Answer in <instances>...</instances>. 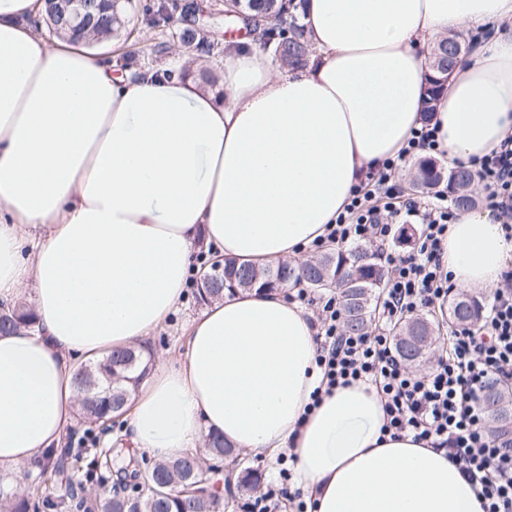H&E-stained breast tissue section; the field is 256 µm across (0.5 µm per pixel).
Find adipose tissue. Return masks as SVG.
<instances>
[{"label":"adipose tissue","mask_w":512,"mask_h":512,"mask_svg":"<svg viewBox=\"0 0 512 512\" xmlns=\"http://www.w3.org/2000/svg\"><path fill=\"white\" fill-rule=\"evenodd\" d=\"M41 9L0 0V302L28 294L37 317L0 334V467L60 446L78 365L142 345L198 252L263 268L326 244L352 189L420 127L441 36L489 33L439 96L443 158L469 163L512 131V0H305L309 64L248 38L220 98L194 72L116 78L110 58L46 45L27 24ZM446 261L455 287L484 290L512 242L489 209L465 210ZM315 335L278 290L207 304L180 365L155 364L132 397L133 447L177 457L208 432L293 450L313 512H483L444 453L383 432L374 390L322 389Z\"/></svg>","instance_id":"ef3b65f1"}]
</instances>
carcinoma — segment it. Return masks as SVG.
I'll return each instance as SVG.
<instances>
[{
  "mask_svg": "<svg viewBox=\"0 0 512 512\" xmlns=\"http://www.w3.org/2000/svg\"><path fill=\"white\" fill-rule=\"evenodd\" d=\"M224 8L227 11L235 10V14L228 16L233 22H241V18L237 17L239 13L251 16L260 44L272 49L282 65L302 67L307 64L310 45L304 26L299 16L286 9L280 0H228ZM129 10L140 17L141 22L152 27L176 19L179 41L186 49L198 57L212 54L211 41L195 27L183 24L182 17L174 16L163 0L159 3L146 0L144 4L120 0L112 4V9L103 11L98 9V3L95 2L92 11L97 17V23L92 35L86 38L71 36L61 28L55 35H69L71 39L85 44L102 43L122 32L130 36L134 29L130 28L131 20L127 18ZM460 50H465V46L456 38L440 39L431 47L433 73L430 74L428 94L422 106L424 118L432 116L438 91L447 80ZM471 181L473 173L467 168L446 170L432 160H423L411 178L410 185L416 190H424L443 184L448 189L451 204L465 209L474 204V198L463 189ZM322 259V269L313 268L305 274L300 267L289 263L257 270L226 259V290L239 286L244 280L254 281V287L258 288L273 277L280 280L281 288L300 283L310 288L336 286L342 297L345 331L351 334L365 332L374 315L372 302L377 298V292L385 279V268L378 252L367 246H356L348 250H330ZM479 308L478 300L463 295L451 301L448 317L458 324L466 325L476 320ZM32 324L34 313L23 301L11 309L0 311V334L21 325ZM406 336H428L430 341L412 351L404 342ZM435 344L432 325L423 318L407 324L396 342L402 358L415 362L426 360ZM147 353L148 350L143 346L128 347L110 353L101 362L79 366L75 384L80 415L92 422H104L120 412L149 374L150 358ZM482 400L490 418L494 420L497 436L504 437L508 445L512 446V399L507 392L490 386L484 391ZM206 449L212 458L234 455V450L224 443V437L217 434L207 435ZM152 473L156 475L159 486L142 496L130 495L127 487L118 483L115 491L107 493L102 490L92 500L85 496H70L67 498V507L70 512H225L227 504L216 493L206 497L182 493L184 486L189 483L188 477L201 476L196 454L161 460L153 465ZM260 484L261 476L256 471L245 468L238 472L237 489L254 492L260 488ZM54 498L56 495L52 493L43 471L22 493L16 492L13 485L0 477V512H41L48 508Z\"/></svg>",
  "mask_w": 512,
  "mask_h": 512,
  "instance_id": "cac0c4a2",
  "label": "carcinoma"
}]
</instances>
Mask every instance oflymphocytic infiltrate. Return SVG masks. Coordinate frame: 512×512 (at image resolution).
<instances>
[{"instance_id": "obj_1", "label": "lymphocytic infiltrate", "mask_w": 512, "mask_h": 512, "mask_svg": "<svg viewBox=\"0 0 512 512\" xmlns=\"http://www.w3.org/2000/svg\"><path fill=\"white\" fill-rule=\"evenodd\" d=\"M400 160L387 161L352 190L327 234L339 246L385 244L388 275L379 323L347 334L341 306L326 301L310 319L317 330L316 363L327 388L369 384L392 437L409 434L445 450L475 487L483 512H512V448L491 435L480 401L488 384L512 380V269L503 272L475 324L451 327L442 337L435 366L423 374L410 371L395 349L394 329L422 309H446L454 289L445 262L448 226L457 214L442 191L430 201L403 198L394 182ZM472 171L483 186L484 206L512 239V133L475 160ZM396 224L418 225L412 252L389 248Z\"/></svg>"}]
</instances>
